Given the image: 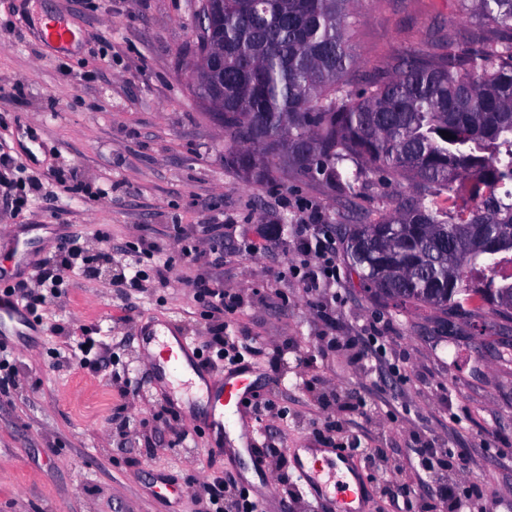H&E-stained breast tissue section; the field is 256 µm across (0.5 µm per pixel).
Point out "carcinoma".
<instances>
[{
	"mask_svg": "<svg viewBox=\"0 0 512 512\" xmlns=\"http://www.w3.org/2000/svg\"><path fill=\"white\" fill-rule=\"evenodd\" d=\"M481 27L439 53L406 52L356 93L345 26L355 0H200L202 37L224 43V74L201 73L200 100L224 91V162L260 182L290 157L344 193L353 161L409 181L391 216L345 230L349 272L388 303L467 319L512 302V0H457ZM446 131L451 139L442 137ZM465 193L461 216L438 208Z\"/></svg>",
	"mask_w": 512,
	"mask_h": 512,
	"instance_id": "1",
	"label": "carcinoma"
}]
</instances>
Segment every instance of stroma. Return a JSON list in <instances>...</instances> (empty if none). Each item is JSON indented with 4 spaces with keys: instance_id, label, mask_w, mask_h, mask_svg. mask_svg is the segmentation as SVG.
<instances>
[{
    "instance_id": "obj_1",
    "label": "stroma",
    "mask_w": 512,
    "mask_h": 512,
    "mask_svg": "<svg viewBox=\"0 0 512 512\" xmlns=\"http://www.w3.org/2000/svg\"><path fill=\"white\" fill-rule=\"evenodd\" d=\"M196 0H0V151L30 154L0 168V231L30 240L39 263L76 234L84 270L56 296L28 299L41 320L6 355L0 387V512H214L201 489L224 476L255 491L248 458L205 455L195 421L160 399L139 352L147 314L187 336L254 339L244 366L258 400H273L255 430L273 485L257 512H312L280 465L293 448L369 449L356 464L371 512H450L442 487L471 512H512V329L482 336L481 318L399 309L350 275L341 227L395 209L405 185L357 170L355 196L282 166L255 182L228 166L229 142L191 93ZM61 18L70 45L44 43L41 18ZM456 0H358L345 81L364 87L403 51H431L473 29ZM75 188L32 189L49 169ZM317 214L315 250L296 229ZM335 254L336 286L306 290L297 267ZM167 280L118 294L125 264ZM204 278L239 296L214 314L187 282ZM98 362H88L86 342ZM438 449L433 469L417 449Z\"/></svg>"
}]
</instances>
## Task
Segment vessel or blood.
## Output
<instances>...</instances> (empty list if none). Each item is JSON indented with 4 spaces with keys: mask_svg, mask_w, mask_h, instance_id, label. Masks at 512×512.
I'll return each mask as SVG.
<instances>
[{
    "mask_svg": "<svg viewBox=\"0 0 512 512\" xmlns=\"http://www.w3.org/2000/svg\"><path fill=\"white\" fill-rule=\"evenodd\" d=\"M42 40L57 44L71 42L74 31L62 20H45L40 24ZM29 321L13 297H0V343H13L22 335ZM140 353L156 374L160 394L180 396L188 406L204 404L206 427L215 447L224 445V416H241L251 382L244 372L214 374L204 366L197 341L185 336L177 322L170 318H148L139 328ZM291 459L299 483L311 492L333 495L340 512H365L360 501V488L352 486L341 473L342 464L350 463L347 449L310 448L292 452Z\"/></svg>",
    "mask_w": 512,
    "mask_h": 512,
    "instance_id": "vessel-or-blood-1",
    "label": "vessel or blood"
}]
</instances>
